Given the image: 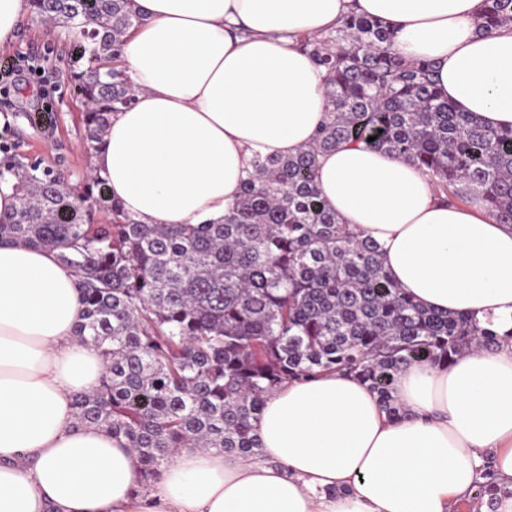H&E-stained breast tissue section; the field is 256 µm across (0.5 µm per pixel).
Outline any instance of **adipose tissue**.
Returning <instances> with one entry per match:
<instances>
[{"label": "adipose tissue", "instance_id": "1", "mask_svg": "<svg viewBox=\"0 0 512 512\" xmlns=\"http://www.w3.org/2000/svg\"><path fill=\"white\" fill-rule=\"evenodd\" d=\"M122 58L135 103L92 165L144 224L223 219L253 154L291 155L325 116L324 73L297 46L347 14L390 24L393 51L436 64L460 111L512 127V28L478 32L484 0H134ZM326 206L378 242L424 306L492 321L498 347L415 363L394 395L334 372L282 384L258 421L264 458L179 449L149 489L125 440L78 423L104 361L74 336L77 278L55 251L0 243V512H460L485 463L512 512V225L449 204L428 176L366 144L323 153Z\"/></svg>", "mask_w": 512, "mask_h": 512}]
</instances>
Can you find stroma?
Returning a JSON list of instances; mask_svg holds the SVG:
<instances>
[{
    "mask_svg": "<svg viewBox=\"0 0 512 512\" xmlns=\"http://www.w3.org/2000/svg\"><path fill=\"white\" fill-rule=\"evenodd\" d=\"M20 51L52 71V112L49 123L35 124L33 113L25 109L26 92L0 85V162L21 156L45 167L64 170L72 182H79L89 170L91 158L83 140L84 104L63 68L71 53L66 32L29 18L17 39L0 49V60Z\"/></svg>",
    "mask_w": 512,
    "mask_h": 512,
    "instance_id": "obj_1",
    "label": "stroma"
}]
</instances>
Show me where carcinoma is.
<instances>
[{"instance_id": "cac0c4a2", "label": "carcinoma", "mask_w": 512, "mask_h": 512, "mask_svg": "<svg viewBox=\"0 0 512 512\" xmlns=\"http://www.w3.org/2000/svg\"><path fill=\"white\" fill-rule=\"evenodd\" d=\"M29 2L73 42L69 74L91 153L110 115L136 99L122 45L143 17L131 0ZM478 27H512V0H484ZM393 37L383 21L350 14L301 42L325 71V121L294 155L254 156L222 220L142 224L93 171L74 186L18 159L0 170L15 199L0 241L56 250L80 279L75 336L105 370L95 390L76 396V418L129 443L141 485L180 448L264 456L257 422L288 380L350 376L388 417L404 419L392 392L403 367L446 366L473 346H497L498 334L472 318L406 294L378 244L355 236L321 197L318 156L367 142L427 173L448 201L479 203L512 224V128L458 111L434 79L435 62L405 60ZM101 209L107 224L97 222ZM499 491L484 465L472 499L494 512Z\"/></svg>"}]
</instances>
